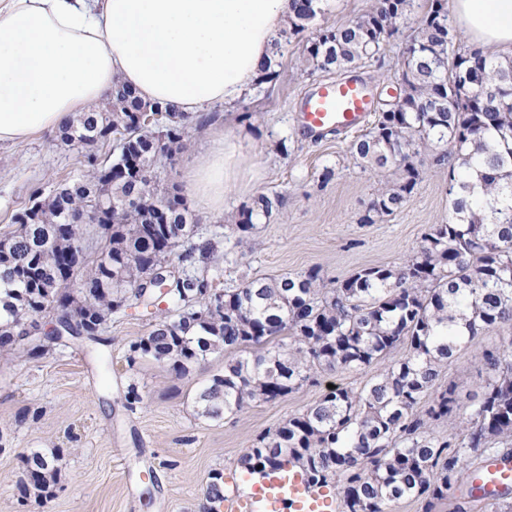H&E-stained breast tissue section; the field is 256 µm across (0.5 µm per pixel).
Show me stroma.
I'll return each mask as SVG.
<instances>
[{
	"instance_id": "obj_1",
	"label": "stroma",
	"mask_w": 512,
	"mask_h": 512,
	"mask_svg": "<svg viewBox=\"0 0 512 512\" xmlns=\"http://www.w3.org/2000/svg\"><path fill=\"white\" fill-rule=\"evenodd\" d=\"M410 28L384 45L377 61L360 68L374 92L392 90L401 74ZM306 40L283 48L271 80L256 82L232 107L213 104L216 118L235 114L227 135L241 152L223 214L196 201V238L213 242L219 263L196 266L217 287L244 278L277 277L317 266L325 282L369 265L412 256L429 227L449 215L448 169L427 164L410 203L373 224L362 223L380 176L348 153L353 133L315 137L297 120L302 99L337 72L308 66ZM57 130L25 143L0 144V234L33 190L50 193L80 174L83 156L61 145ZM332 168L323 181L324 168ZM261 194L279 196L270 218L256 221L248 247L229 216ZM153 320L130 307L113 314L101 343L48 344L37 359L0 357V512H202L214 473L238 472L240 457L260 434L275 430L316 402L329 386L360 389L379 365L352 373L319 374L317 383L270 403L253 404L217 421L197 417L194 397L224 369L223 353L209 355L176 376L171 364L150 359L128 364L131 344L146 336ZM507 328L484 332L478 343L441 372V385L456 384L460 397L481 393L488 374L484 352L499 351ZM136 385L140 403L125 400ZM59 449L60 477L47 497L23 495L20 480L31 452Z\"/></svg>"
}]
</instances>
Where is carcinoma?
<instances>
[{
  "mask_svg": "<svg viewBox=\"0 0 512 512\" xmlns=\"http://www.w3.org/2000/svg\"><path fill=\"white\" fill-rule=\"evenodd\" d=\"M415 0H374L345 25L319 29L308 65L351 72L375 59L411 20ZM294 0V16L277 48L309 29L322 0ZM448 0H429L415 21L401 64V110L379 113L371 130L351 142L350 156L386 176L362 224L401 210L422 180L425 159L448 162L451 216L424 234L417 252L397 265L362 268L329 288L321 268L278 278H253L220 289L207 277L171 272L147 283L154 261L170 262L178 233H194L183 199L156 181L107 173L131 159L187 148L195 116L163 105V128L141 119L148 107L124 86L112 106L80 115L59 129L66 146L84 151L86 170L48 197H36L0 236V352L41 356L22 327L54 314L48 337L99 342L112 314L130 302L148 309L166 285L168 312L131 345L128 362H168L179 376L222 350L232 358L196 395L198 414L218 420L251 403L295 392L325 371H359L385 362L355 392L336 386L275 431L259 435L240 462L253 474L297 464L315 485H333L342 512H398L405 499L423 512L456 495L475 499L463 475L500 454L512 455V342L483 362V392L460 403L454 385L437 384L462 345L495 327H512V59L455 50ZM119 137V153L98 163L95 148ZM451 142L455 152L440 150ZM279 197L260 195L233 216L248 241L254 221L269 217ZM79 273L85 289L67 288ZM467 329L458 338L454 311ZM448 423L446 433L435 427ZM59 456L25 459L34 494L56 481ZM209 512L224 502L221 473L212 475Z\"/></svg>",
  "mask_w": 512,
  "mask_h": 512,
  "instance_id": "cac0c4a2",
  "label": "carcinoma"
}]
</instances>
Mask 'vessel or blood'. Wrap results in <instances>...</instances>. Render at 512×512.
<instances>
[{
  "mask_svg": "<svg viewBox=\"0 0 512 512\" xmlns=\"http://www.w3.org/2000/svg\"><path fill=\"white\" fill-rule=\"evenodd\" d=\"M374 101L364 81L344 78L321 83L302 103V124L310 133L347 131L360 127ZM483 487L487 501L512 492V456H501L475 467L470 475ZM328 487L310 484L296 468L269 471L252 491H235L224 499V512H335Z\"/></svg>",
  "mask_w": 512,
  "mask_h": 512,
  "instance_id": "b4317fda",
  "label": "vessel or blood"
}]
</instances>
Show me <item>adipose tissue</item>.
Here are the masks:
<instances>
[{"instance_id": "adipose-tissue-1", "label": "adipose tissue", "mask_w": 512, "mask_h": 512, "mask_svg": "<svg viewBox=\"0 0 512 512\" xmlns=\"http://www.w3.org/2000/svg\"><path fill=\"white\" fill-rule=\"evenodd\" d=\"M489 56L512 57V0H449ZM293 0H0V144L65 125L115 85L199 113L232 105L273 69ZM186 168L192 199L213 213L238 147L211 132Z\"/></svg>"}]
</instances>
